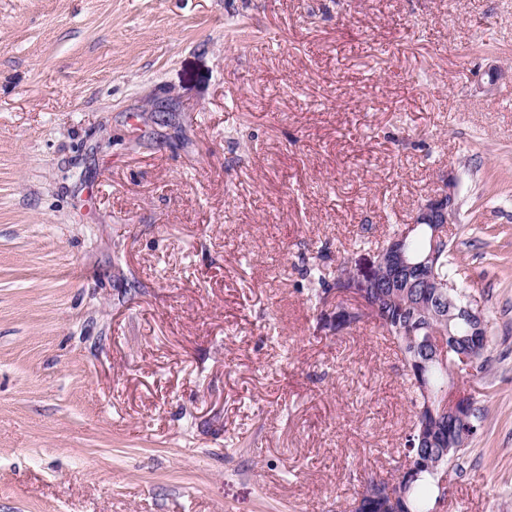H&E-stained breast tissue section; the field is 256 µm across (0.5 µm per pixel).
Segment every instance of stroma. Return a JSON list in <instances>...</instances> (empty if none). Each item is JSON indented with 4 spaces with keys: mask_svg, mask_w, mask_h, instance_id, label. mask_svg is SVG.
<instances>
[{
    "mask_svg": "<svg viewBox=\"0 0 512 512\" xmlns=\"http://www.w3.org/2000/svg\"><path fill=\"white\" fill-rule=\"evenodd\" d=\"M489 321L437 512H512V0H0V512H350L413 393L307 272L444 179Z\"/></svg>",
    "mask_w": 512,
    "mask_h": 512,
    "instance_id": "stroma-1",
    "label": "stroma"
}]
</instances>
